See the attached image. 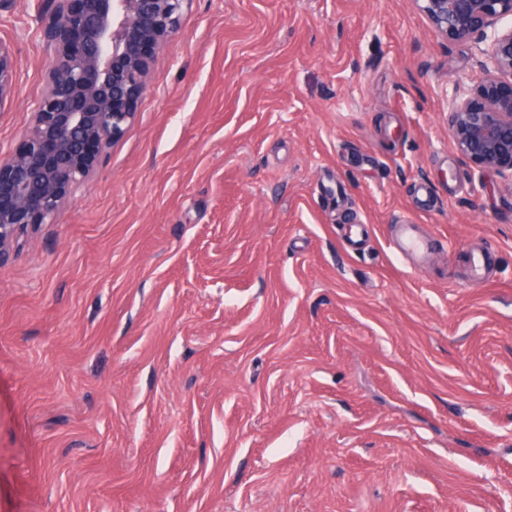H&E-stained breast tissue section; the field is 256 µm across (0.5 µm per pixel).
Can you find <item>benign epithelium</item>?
<instances>
[{
    "label": "benign epithelium",
    "mask_w": 512,
    "mask_h": 512,
    "mask_svg": "<svg viewBox=\"0 0 512 512\" xmlns=\"http://www.w3.org/2000/svg\"><path fill=\"white\" fill-rule=\"evenodd\" d=\"M189 0H52L40 17L51 55L46 89L21 145L0 154V263L25 233L53 224L65 202L135 121L150 63ZM435 31L471 42L485 77L448 100L460 154L512 181V0H414ZM12 49L0 40V104L10 93Z\"/></svg>",
    "instance_id": "1"
}]
</instances>
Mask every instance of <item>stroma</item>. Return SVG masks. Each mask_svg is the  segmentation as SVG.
<instances>
[{
	"label": "stroma",
	"mask_w": 512,
	"mask_h": 512,
	"mask_svg": "<svg viewBox=\"0 0 512 512\" xmlns=\"http://www.w3.org/2000/svg\"><path fill=\"white\" fill-rule=\"evenodd\" d=\"M47 2L0 0V153ZM482 76L415 0H189L0 265V512H512V182L448 132ZM14 74L12 49L0 40V102L10 93Z\"/></svg>",
	"instance_id": "35a3bbf8"
}]
</instances>
